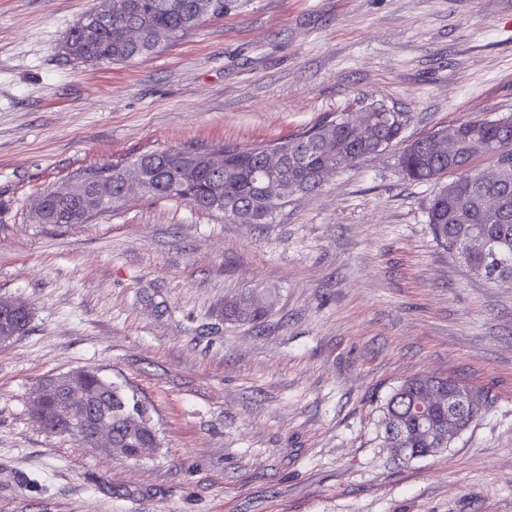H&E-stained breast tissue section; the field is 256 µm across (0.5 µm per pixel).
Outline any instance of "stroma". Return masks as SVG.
Returning <instances> with one entry per match:
<instances>
[{
    "mask_svg": "<svg viewBox=\"0 0 512 512\" xmlns=\"http://www.w3.org/2000/svg\"><path fill=\"white\" fill-rule=\"evenodd\" d=\"M104 0H0V512H512V282L434 240L437 186L405 144L512 116V0H226L125 64L59 47ZM407 113L401 142L339 169L271 223L140 193L41 224L44 193L92 166L188 145L248 147L363 99ZM254 292L260 322L225 299ZM96 369L150 408L138 460L48 433L38 382ZM421 374L481 392L441 453L399 460L392 390ZM267 313V303L253 293L241 295L239 298L224 303L226 319L249 320L257 322ZM31 311L27 304L11 299L0 306V344L13 340L19 334L16 319L20 321L23 316L30 315Z\"/></svg>",
    "mask_w": 512,
    "mask_h": 512,
    "instance_id": "obj_1",
    "label": "stroma"
}]
</instances>
